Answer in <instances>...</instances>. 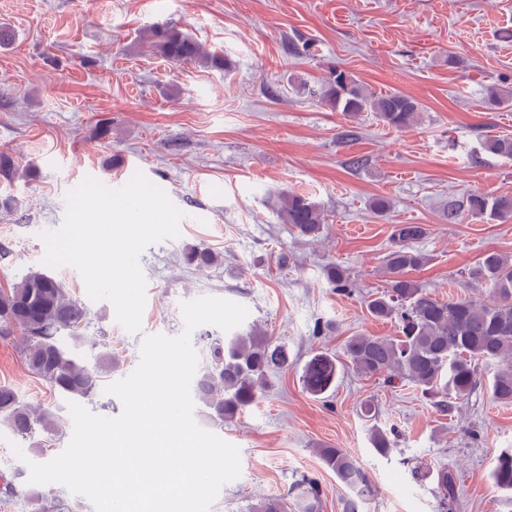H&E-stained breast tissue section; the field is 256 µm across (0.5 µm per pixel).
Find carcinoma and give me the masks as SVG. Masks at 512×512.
<instances>
[{"mask_svg": "<svg viewBox=\"0 0 512 512\" xmlns=\"http://www.w3.org/2000/svg\"><path fill=\"white\" fill-rule=\"evenodd\" d=\"M145 37L151 41L155 54L175 65L197 64L224 70L231 67L223 55L206 51L174 24H155ZM319 99L345 117L374 112L384 124L398 130L412 128L421 112L415 99L401 93H370L338 67L331 68L323 80ZM484 147L492 154L512 159V137H490ZM16 176L13 158L0 151V182L12 183ZM466 204L467 211L475 217L512 219V198L490 199L474 193ZM278 217L298 235L308 238L318 237L326 224L321 205L302 194L288 195ZM425 234L426 228L421 224L394 225L392 246L383 263L389 276L388 288L367 304L373 318L398 320L399 335L351 336L344 343L345 355L366 377H382L389 383L397 378L413 385L443 414L480 385L479 362L497 360L505 367L489 390L496 401L512 403V260L496 250H487L469 268V279L489 287L493 302L442 301L408 277L409 272L429 262L413 247ZM184 260L189 265L206 267L216 264L218 257L206 248L194 246L186 249ZM326 278L340 291L349 287L346 271L338 265L326 269ZM88 324L85 306L45 272L31 271L11 287L0 289V337H17L18 349L30 372L72 400L93 399L105 375L112 372V354L101 352L94 364H81L61 344L64 333L74 345H82ZM213 356V362L195 378L193 391L204 415L220 426L258 401L267 387L268 372L288 366L285 346L261 336H233L224 346L214 347ZM339 373L336 356L316 353L303 367V388L310 395L321 396L335 388ZM0 425L38 447L37 430L56 431L58 417L48 409H31L12 387L0 385ZM319 455L324 466L336 475L338 484L348 490L341 499L342 512H359L360 502L371 493L367 472L340 448H322ZM421 477L433 479L443 503L454 500L455 481L448 468L428 469ZM16 479L15 475L3 478V493L24 496L35 505L34 512H69L64 500L26 491L17 486ZM490 480L500 507L512 512V449L496 456ZM322 496L318 480L303 474L288 489V495L266 498L252 505L250 512H320Z\"/></svg>", "mask_w": 512, "mask_h": 512, "instance_id": "cac0c4a2", "label": "carcinoma"}]
</instances>
